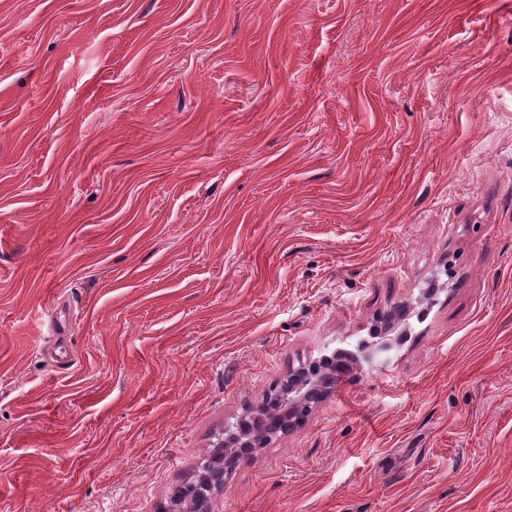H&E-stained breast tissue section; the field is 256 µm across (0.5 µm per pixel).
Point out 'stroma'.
Masks as SVG:
<instances>
[{
	"mask_svg": "<svg viewBox=\"0 0 512 512\" xmlns=\"http://www.w3.org/2000/svg\"><path fill=\"white\" fill-rule=\"evenodd\" d=\"M512 512V0H0V512ZM303 370L304 365L289 376V380L287 379L269 400L266 398V407L263 409H269V404H273L278 406V415L288 417L300 412L306 404L309 388L317 383L310 379L301 380L299 373ZM218 448H226L224 450V472L213 474L210 477L211 482L218 481L216 490L224 489V473L230 472L240 461L249 459L251 454L233 455L229 448H253L255 447V435L251 433H238L233 430V424L224 428V439L217 445Z\"/></svg>",
	"mask_w": 512,
	"mask_h": 512,
	"instance_id": "obj_1",
	"label": "stroma"
}]
</instances>
